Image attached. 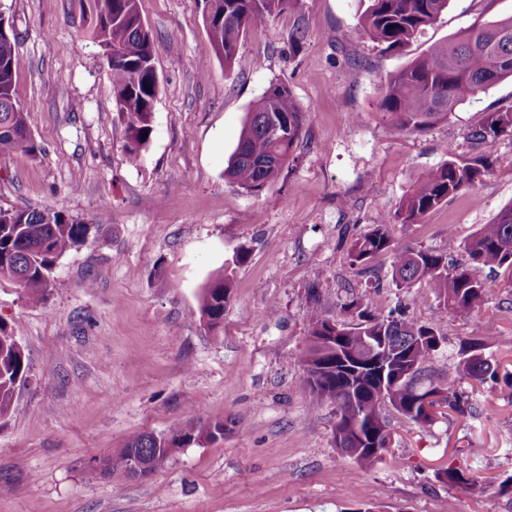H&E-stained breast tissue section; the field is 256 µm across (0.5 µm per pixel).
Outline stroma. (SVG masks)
Listing matches in <instances>:
<instances>
[{
	"label": "stroma",
	"instance_id": "obj_1",
	"mask_svg": "<svg viewBox=\"0 0 512 512\" xmlns=\"http://www.w3.org/2000/svg\"><path fill=\"white\" fill-rule=\"evenodd\" d=\"M139 7L159 92L133 164L93 0H0L20 34L16 98L43 148L0 160V206L61 210L90 227L54 264L42 301L0 280V323L27 364L0 419V512H512L498 492L512 475V399L457 374L461 348L488 331L486 356L512 373V274L483 270L482 312L440 320L423 284L396 286L391 254L364 274L347 253L449 151L484 157L487 175L419 223L391 225L398 246L445 250L512 206V139L476 147L466 137L484 112L512 106L511 79L422 134H395L379 108L390 74L512 15V0H450L395 52L361 35L364 0H300L246 35L229 71L212 52L203 0ZM300 20L307 37L294 50ZM273 82L288 85L305 125L294 161L256 196L224 170ZM228 266L233 296L211 332L200 294ZM355 296L375 314L402 306L437 324L445 341L432 378L468 393L478 418L418 426L393 413L382 462L363 468L342 453L336 406L312 392L300 359L312 303L336 316ZM198 420L223 421V440L180 449L150 477L113 479L98 465L133 436ZM447 466L479 471L482 487L439 483Z\"/></svg>",
	"mask_w": 512,
	"mask_h": 512
}]
</instances>
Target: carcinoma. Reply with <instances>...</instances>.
<instances>
[{"mask_svg": "<svg viewBox=\"0 0 512 512\" xmlns=\"http://www.w3.org/2000/svg\"><path fill=\"white\" fill-rule=\"evenodd\" d=\"M95 34L98 43L112 46L109 67L115 106L125 118L126 152L132 163L140 159L152 132L158 95L152 41L138 8V0H94ZM224 12L204 16L206 33L215 57L232 68L238 43L249 30L263 28L270 18L293 9L298 0H212ZM449 0H369L360 18L364 36L398 50L434 24L448 9ZM17 36L0 34V159L21 152L32 158L41 147L31 136L27 113L15 99V49ZM512 78V16L487 21L460 31L391 75L382 91L383 119L398 134L423 133L445 120L455 108L475 98L490 86ZM277 123L282 136L272 137L268 127ZM303 112L283 83H272L252 104L225 170L239 188L259 195L271 188L297 149L303 130ZM512 137V107L484 113L471 128L468 138L478 143ZM488 165L476 156L466 162L448 159L427 170L402 198L399 207L383 215L381 224L360 235L350 246L354 265L365 266L382 253H392V277L401 288L423 283L438 300L439 315L478 311L488 296L480 277L482 270L504 269L512 274V207L501 211L493 222L482 224L464 244L469 255L467 267L448 265V255L458 248L448 233V251L399 248L387 229L389 224H414L448 202V197L482 182ZM89 227L79 219L55 210L0 208V278L12 280L32 302L42 300L50 287L52 264L75 245L83 242ZM220 288H234L232 274H218L207 283L199 300L200 319L224 318L231 295ZM350 320L330 318L318 307L308 311L310 342L301 357L304 365L336 362V371L319 383V397L329 392L336 404L334 431L343 433L342 448L356 464L371 467L383 459L391 444L386 410L391 408L418 425L432 420L418 403L424 392L441 396L445 407L460 416H472L476 407L469 396L451 387L427 382L443 338L437 329L420 323L394 309L378 316L352 299L342 307ZM336 324V347L316 340ZM490 336L469 344L459 361L461 378L492 388L512 390V375H499L498 366L483 355ZM26 379L25 355L7 327L0 323V417L10 412L16 389ZM224 438V422L200 421L174 424L160 434L143 433L125 447L109 453L101 462L112 477H132L130 459L142 454L163 468L171 459L174 444L214 443ZM450 488H473L478 477L472 472L448 466L436 473Z\"/></svg>", "mask_w": 512, "mask_h": 512, "instance_id": "obj_1", "label": "carcinoma"}]
</instances>
